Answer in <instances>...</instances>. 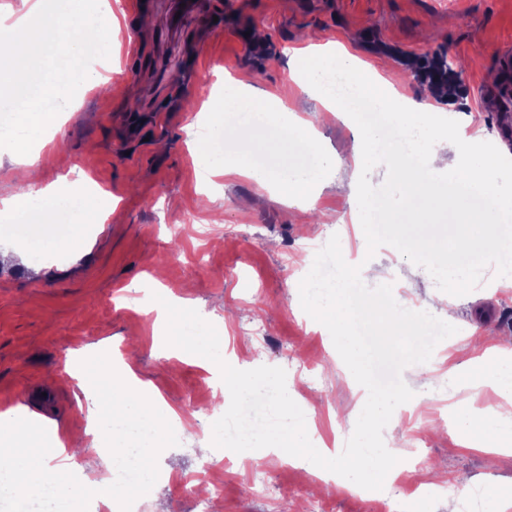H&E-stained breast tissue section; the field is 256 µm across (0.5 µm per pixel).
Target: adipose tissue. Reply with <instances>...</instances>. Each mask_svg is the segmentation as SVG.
Segmentation results:
<instances>
[{"label":"adipose tissue","mask_w":512,"mask_h":512,"mask_svg":"<svg viewBox=\"0 0 512 512\" xmlns=\"http://www.w3.org/2000/svg\"><path fill=\"white\" fill-rule=\"evenodd\" d=\"M289 67L299 90L311 94L317 101L321 117L341 114L343 105L337 91L344 88L390 112L398 127L413 126L422 130L431 123L434 111L431 104L397 96L389 80L378 76L370 67L358 64L347 50L311 44L292 51ZM254 102L251 86L245 79L225 80L224 103L221 112L214 116L210 128L211 141L216 144L223 142L225 113L245 107L250 110L252 123L261 124L274 117L287 128L289 137L314 141L317 134L314 122L289 112L277 97L266 96L260 108L255 107ZM424 154V161L418 165L406 163L398 154L390 153L382 158L386 166L400 177L407 198V210L401 221L428 228L438 224L440 214L444 213L448 216L449 238L465 240L467 225L489 223L490 216L488 212L460 206L453 199L445 206H434V199L440 195L438 178L442 171H449L456 183L482 193L487 189L490 176L499 169L500 158L494 152L475 149L470 138L460 129L453 130L444 140L427 143ZM208 165L215 175L248 177L262 187L276 189L289 203L295 204L317 193L333 163L324 160L307 171L284 166L257 169L250 167L245 159L215 153L210 155ZM76 202L74 220L57 243L58 248L70 252L83 250L87 225L102 221L96 196L82 195ZM70 369L79 375L80 388L92 401L89 416L103 424L120 421V430L112 435V446L116 450L125 447L124 432L137 428L142 422L153 423L154 445L159 448L163 445L168 421L182 424L191 421L190 415L171 408L167 409L165 416H158V401L149 402L139 395L136 388L138 380L133 374L115 375L107 363L95 366L81 355L71 359ZM507 388L508 395L494 408L459 407L461 436L467 444L494 447L503 452L512 450V382ZM17 424L24 427L26 434L37 435L48 452L69 462L72 469L80 473L83 492L98 498L107 512H121L123 502L114 491L111 479L103 476L100 461L90 455L80 462L72 460L69 454L71 441L61 436L55 421L29 415L21 407L0 413L1 426L10 428Z\"/></svg>","instance_id":"obj_1"}]
</instances>
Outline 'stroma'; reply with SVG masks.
Segmentation results:
<instances>
[{
	"mask_svg": "<svg viewBox=\"0 0 512 512\" xmlns=\"http://www.w3.org/2000/svg\"><path fill=\"white\" fill-rule=\"evenodd\" d=\"M178 28H171V0H105L104 19L123 16L131 25L116 49L94 60L89 71L105 85L80 86L66 111L46 133L56 145L44 169L45 184H70L86 173L115 208L104 223L87 227V248L74 256L42 246L40 232L18 211L0 214V243L30 247L42 264L40 277L21 265L0 269V410L22 406L55 420L62 430L84 434L90 421L68 362L72 353L97 349L111 357L114 372L133 371L161 395L163 405L193 410V426L169 424L157 465L178 462L176 478L158 482L139 463L151 428L128 434L115 458L112 479L140 486L130 512H197V500L222 512H405L410 498L428 512H492L486 484L512 487V453L489 457L464 447L458 406L499 401L493 382L475 384L449 367L477 360L480 367L512 369V354L481 351L473 335L490 327L512 336V288L497 285L487 266L479 285L449 297L455 335L441 341L429 362L402 373L413 390L409 408H396L385 427L390 452L400 459L398 488L354 487L323 493L311 462L284 454L230 459L238 478L222 489L197 484L203 441L225 412L210 374L165 343V323L146 310L155 294L184 299L203 313L234 314L223 325L224 351L243 369L262 365L286 371V388L305 415L313 445L339 455L366 402L338 354L327 328L301 308L298 285L314 258L302 245L339 236L346 262L371 259L384 271L397 303L441 316L437 285L426 269L389 245L368 255L352 226L347 198L325 189L305 207L275 191L236 177L202 181L209 151L201 113L224 100V80L250 77L253 85L284 96L296 110L299 90L291 79L287 49L308 44L345 46L379 71H392L405 97L436 109V136L461 126L472 141L493 143L512 158L502 133L512 130V109H499L486 89L504 49H512V0H195ZM149 22L134 26L139 13ZM365 117L332 119L319 126L318 158L335 160V182L349 178L348 145L371 128ZM222 200L224 221L214 224L204 196ZM267 327L264 340L248 336L249 321ZM315 357L319 379L301 385L296 361ZM437 471L436 487H421L417 455ZM295 500L278 499L283 488ZM102 503L50 481L46 492L17 505L15 491L0 486V512H102Z\"/></svg>",
	"mask_w": 512,
	"mask_h": 512,
	"instance_id": "stroma-1",
	"label": "stroma"
}]
</instances>
